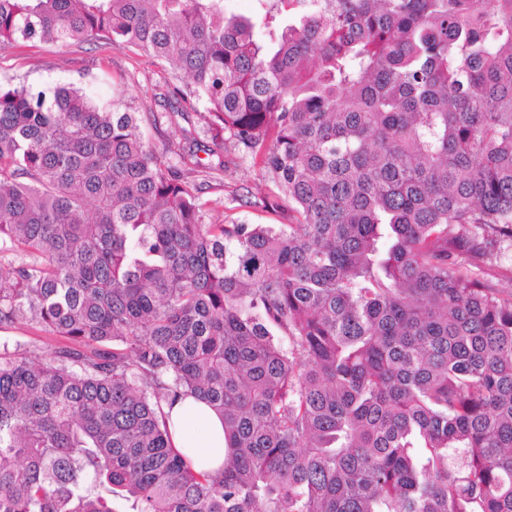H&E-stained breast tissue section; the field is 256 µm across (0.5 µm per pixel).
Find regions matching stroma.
Returning <instances> with one entry per match:
<instances>
[{"mask_svg":"<svg viewBox=\"0 0 512 512\" xmlns=\"http://www.w3.org/2000/svg\"><path fill=\"white\" fill-rule=\"evenodd\" d=\"M166 65L133 49H101L98 43L49 46L18 43L0 55V80L38 88L45 85L82 86L102 100H118L135 111L163 112ZM207 220L223 217L251 224L272 222L271 214L232 203L226 191L205 189ZM63 337L39 327L17 325L0 330V347L14 351L22 346L50 353L65 346Z\"/></svg>","mask_w":512,"mask_h":512,"instance_id":"1","label":"stroma"}]
</instances>
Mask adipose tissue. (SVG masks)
<instances>
[{"label": "adipose tissue", "instance_id": "1", "mask_svg": "<svg viewBox=\"0 0 512 512\" xmlns=\"http://www.w3.org/2000/svg\"><path fill=\"white\" fill-rule=\"evenodd\" d=\"M167 415L174 447L197 470L219 472L224 466V424L219 415L194 396L176 401Z\"/></svg>", "mask_w": 512, "mask_h": 512}]
</instances>
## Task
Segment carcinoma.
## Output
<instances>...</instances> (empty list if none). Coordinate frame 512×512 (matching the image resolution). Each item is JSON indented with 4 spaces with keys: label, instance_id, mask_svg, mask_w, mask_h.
<instances>
[{
    "label": "carcinoma",
    "instance_id": "cac0c4a2",
    "mask_svg": "<svg viewBox=\"0 0 512 512\" xmlns=\"http://www.w3.org/2000/svg\"><path fill=\"white\" fill-rule=\"evenodd\" d=\"M89 39L218 149L0 85V328L71 341L0 353V512H512V0H0V51ZM228 143L279 221L205 223ZM142 130L149 143L160 151L168 141H178L181 138L177 126L175 127L174 125H171L165 121V119H162L161 123L158 124L157 127L151 124V122H143ZM165 412L174 447L198 471L215 474L224 468V423L206 402L188 396Z\"/></svg>",
    "mask_w": 512,
    "mask_h": 512
}]
</instances>
